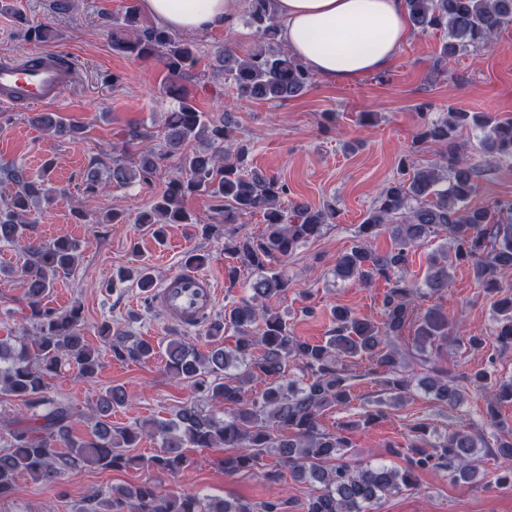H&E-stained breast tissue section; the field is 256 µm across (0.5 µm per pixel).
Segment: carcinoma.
<instances>
[{
  "instance_id": "carcinoma-1",
  "label": "carcinoma",
  "mask_w": 512,
  "mask_h": 512,
  "mask_svg": "<svg viewBox=\"0 0 512 512\" xmlns=\"http://www.w3.org/2000/svg\"><path fill=\"white\" fill-rule=\"evenodd\" d=\"M244 24L258 39V48L246 58L230 49L215 53L214 76L248 101H285L305 92L315 75L278 44L275 0H245ZM409 23L423 32L444 31L439 61L447 62L461 52L488 44L512 23V0H405ZM112 50L144 60H156L166 69L170 92L177 105L164 126L162 148L147 146L151 131L130 124L122 131L118 155L105 173L90 172L85 179V207L75 211L83 220L87 208L103 191L133 183L149 184L161 160L179 161L180 174L169 180L164 193L136 214L140 224L157 239L170 224H191L184 207L189 195H206L220 201L216 223L202 226V234L224 238V255L234 261L227 276L236 278L239 267L258 276L243 297L226 312L224 321L208 328L221 336L232 327L237 340L232 350L222 347L206 353L184 339L165 346L166 366L177 379L189 383L197 399L179 406L169 418L150 419L134 426L112 424L115 409L127 404L120 386L95 400L90 438L74 435L78 415L70 404L49 395L47 377L63 363H72L85 378L99 365L95 350L81 328V307L59 311L45 303L55 280L75 270L79 245L67 237L43 243L31 235L28 215L51 203L57 189L46 178H32L15 164H0V180L13 186L0 195V243L16 245L25 252L20 276L25 284L29 319L34 335L17 340L0 338V395L23 401L32 415L5 424L0 448V498L11 494L21 476L56 485L68 473L87 467L121 470L137 468L175 477L190 464L193 448H232L222 460L224 473L235 476L260 469L264 457L276 459L278 469L268 478L284 475L306 479L310 492L303 512H374L393 494L418 488L421 471L436 470L452 483L469 484L484 457L512 459V427L501 418L503 404H512V381L497 382L478 369L455 375L438 356L451 342L479 348L486 337L450 334L448 315L434 304L416 311L421 297L439 296L448 288L451 275L447 253L427 258L425 288L407 277L415 245L425 239L445 240L454 260L466 265L478 285L495 296V341L512 349V202L494 208L473 207L479 171L455 148L457 129L473 121L483 132L481 149L490 160L512 161V117H472L450 109L441 119L421 113L415 143L449 148L446 166L422 165L407 156L401 160L398 178L381 191L358 227V243L342 254L336 275L343 281L368 287L383 279L390 288L382 300L378 323L356 315L346 307L331 311L332 328L322 344L292 334L288 321L271 302L288 294V277L277 263L301 244L321 235L334 218L331 208L300 203L281 205L288 184L252 168L250 143L235 134L224 115L210 118L199 110L191 92L177 79L189 76L197 63L198 45L158 25L143 23L139 0H127L123 12L105 24ZM30 42L45 46L49 29L30 25ZM32 122L51 138L73 139L82 127L67 124L53 112L35 115ZM260 213L264 230L253 235L242 231L245 217ZM387 229L392 246L378 253L369 239ZM112 281H133L145 298H151V268L133 258V265L116 271ZM413 336L406 337L408 327ZM112 357L122 362L143 363L155 357L156 346L148 339L102 326ZM357 360L370 363V374L381 376L384 391L400 399L413 384L422 385L436 403L452 412L463 401L466 386L484 392L486 424L496 430L489 443L484 428L460 421L433 440L422 422L409 427L406 465L357 464L346 457L350 447L347 431L357 421L342 423L336 431L322 429L319 417L330 407H347L353 399L346 366ZM301 376L291 377V369ZM260 381L259 394L249 386ZM145 436L158 439L160 452L131 456L129 449ZM280 498L255 505L241 498L182 494L167 495L151 482L117 487L108 496L87 500L80 512H284Z\"/></svg>"
}]
</instances>
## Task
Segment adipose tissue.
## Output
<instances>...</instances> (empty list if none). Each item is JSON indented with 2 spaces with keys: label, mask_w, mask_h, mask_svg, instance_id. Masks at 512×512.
Masks as SVG:
<instances>
[{
  "label": "adipose tissue",
  "mask_w": 512,
  "mask_h": 512,
  "mask_svg": "<svg viewBox=\"0 0 512 512\" xmlns=\"http://www.w3.org/2000/svg\"><path fill=\"white\" fill-rule=\"evenodd\" d=\"M143 10L175 32L227 27L234 0H141ZM279 36L307 68L331 83L382 71L408 36L405 0H277Z\"/></svg>",
  "instance_id": "obj_1"
}]
</instances>
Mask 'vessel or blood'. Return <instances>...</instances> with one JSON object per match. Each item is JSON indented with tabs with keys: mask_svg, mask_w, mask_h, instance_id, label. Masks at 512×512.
I'll return each instance as SVG.
<instances>
[{
	"mask_svg": "<svg viewBox=\"0 0 512 512\" xmlns=\"http://www.w3.org/2000/svg\"><path fill=\"white\" fill-rule=\"evenodd\" d=\"M75 74V65L63 50H39L21 60L0 62V104L16 108L53 102ZM219 294L207 275L182 270L155 290L152 304L177 328L194 330L210 318Z\"/></svg>",
	"mask_w": 512,
	"mask_h": 512,
	"instance_id": "obj_1",
	"label": "vessel or blood"
}]
</instances>
